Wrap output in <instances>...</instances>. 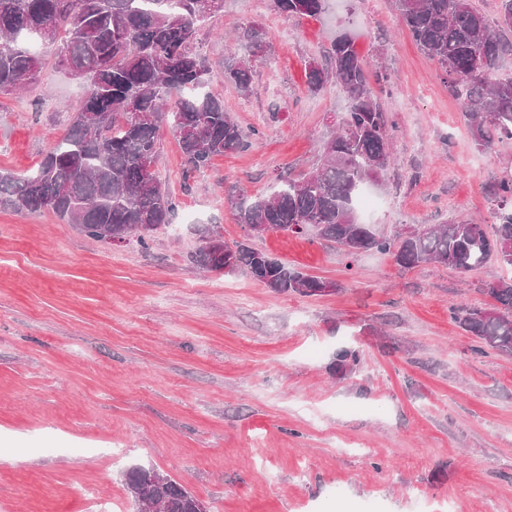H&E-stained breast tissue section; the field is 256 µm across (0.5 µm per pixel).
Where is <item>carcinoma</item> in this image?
Segmentation results:
<instances>
[{
  "label": "carcinoma",
  "instance_id": "obj_1",
  "mask_svg": "<svg viewBox=\"0 0 512 512\" xmlns=\"http://www.w3.org/2000/svg\"><path fill=\"white\" fill-rule=\"evenodd\" d=\"M280 14L316 18L326 0H271ZM398 19L415 44L436 59L448 91L460 99L473 142L488 148L512 140V78L495 77L512 55V0H500L495 17L471 0H394ZM218 0H0V94L30 88L45 56L28 50L36 37L61 43L56 58L86 82L67 135L26 176L0 172V207L31 213L50 210L88 238L107 243L136 238L146 249L176 209L155 165L168 128L189 170L208 166L249 143L224 104L207 91L210 69L192 47L195 26L219 11ZM271 34L246 26L224 57V82L244 95L252 90L251 62L266 56ZM309 91L334 85L347 99L336 116L318 168L300 179H280L267 197L235 186L226 199L244 239L232 244L211 230L191 255L202 270L248 271L278 293L314 296L327 282L252 248L253 232L299 234L312 227L322 239L354 256L376 251L411 269L435 262L462 272L495 261L512 273V176L494 187L491 222L422 224L407 234L383 237L359 222L356 199L379 180L391 161L388 113L375 100L368 62L348 35L331 43L326 62L306 65ZM491 308L453 305L450 317L475 336V353L512 355V276L490 288ZM124 485L134 509L139 498L159 512H195L197 496L171 476L156 483L153 469L136 466Z\"/></svg>",
  "mask_w": 512,
  "mask_h": 512
}]
</instances>
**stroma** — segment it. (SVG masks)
<instances>
[{"mask_svg":"<svg viewBox=\"0 0 512 512\" xmlns=\"http://www.w3.org/2000/svg\"><path fill=\"white\" fill-rule=\"evenodd\" d=\"M248 24L274 38L244 96L221 72L224 34ZM343 32L372 60L393 123L394 161L365 223L390 236L489 219L512 141L477 149L392 0H330L317 20L224 0L193 48L250 145L190 172L163 132L156 172L178 209L149 248L0 208V512H133L121 477L133 465L171 475L211 512H512V356L476 354L448 312L492 304L503 269H404L312 231L248 239L224 200L229 186L266 196L319 164L347 101L311 94L305 64ZM44 53L29 91L0 96L1 172H34L86 94ZM211 227L334 287L308 297L202 271L191 256ZM349 347L359 364L336 371Z\"/></svg>","mask_w":512,"mask_h":512,"instance_id":"obj_1","label":"stroma"}]
</instances>
